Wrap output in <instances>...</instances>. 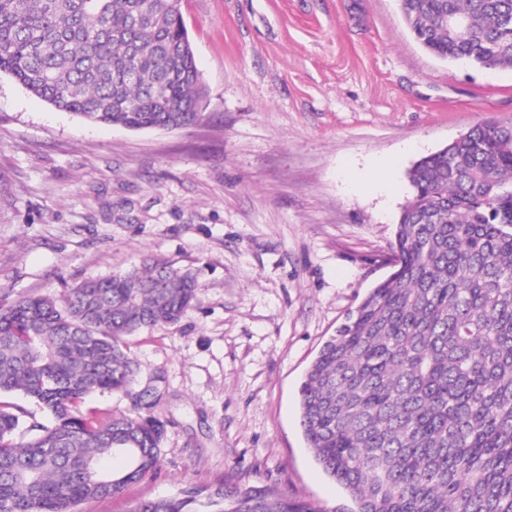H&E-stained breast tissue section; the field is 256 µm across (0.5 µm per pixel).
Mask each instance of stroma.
<instances>
[{"mask_svg":"<svg viewBox=\"0 0 512 512\" xmlns=\"http://www.w3.org/2000/svg\"><path fill=\"white\" fill-rule=\"evenodd\" d=\"M207 91L179 130L100 126L0 74V288L51 295L155 258L190 270L177 325L128 340L126 414L165 423L155 474L79 512H133L188 484H246L353 512L315 461L298 390L323 344L392 272L422 157L512 122V69L424 50L397 0H182Z\"/></svg>","mask_w":512,"mask_h":512,"instance_id":"35a3bbf8","label":"stroma"}]
</instances>
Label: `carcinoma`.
Wrapping results in <instances>:
<instances>
[{"instance_id":"obj_1","label":"carcinoma","mask_w":512,"mask_h":512,"mask_svg":"<svg viewBox=\"0 0 512 512\" xmlns=\"http://www.w3.org/2000/svg\"><path fill=\"white\" fill-rule=\"evenodd\" d=\"M181 2L0 0V73L91 122L194 126L206 91ZM405 6L434 56L512 69V0ZM409 181L395 270L310 365L300 426L354 512H512V123L476 125L417 161ZM197 296L191 273L160 260L60 300L0 294V512H77L157 471L165 424L142 414L149 392L127 415L82 404L128 391L126 338L178 323ZM14 392L48 421L17 410ZM108 455L125 469L102 470ZM133 512L319 510L250 486H189Z\"/></svg>"}]
</instances>
